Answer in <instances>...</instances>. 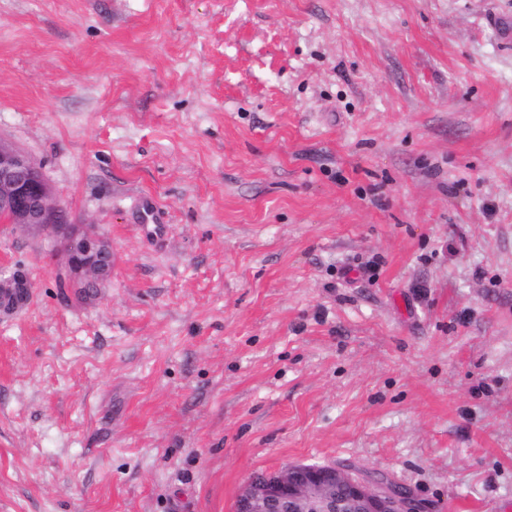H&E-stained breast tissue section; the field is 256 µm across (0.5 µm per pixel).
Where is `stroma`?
I'll use <instances>...</instances> for the list:
<instances>
[{"label":"stroma","mask_w":512,"mask_h":512,"mask_svg":"<svg viewBox=\"0 0 512 512\" xmlns=\"http://www.w3.org/2000/svg\"><path fill=\"white\" fill-rule=\"evenodd\" d=\"M0 141L116 256L79 302L0 224V512H512V0H0ZM26 288L25 294L19 293V298L10 308H5L0 304V315L7 316L15 313L20 307H23L31 297L32 283L28 274L21 268L1 269L0 272V296L7 290H22ZM236 512H422V506L411 491L385 479L365 480L332 465L288 463L250 480Z\"/></svg>","instance_id":"1"}]
</instances>
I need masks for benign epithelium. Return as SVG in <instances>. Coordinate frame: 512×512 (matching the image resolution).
I'll use <instances>...</instances> for the list:
<instances>
[{
	"label": "benign epithelium",
	"instance_id": "benign-epithelium-1",
	"mask_svg": "<svg viewBox=\"0 0 512 512\" xmlns=\"http://www.w3.org/2000/svg\"><path fill=\"white\" fill-rule=\"evenodd\" d=\"M0 222L49 232L65 278L79 281L84 298L96 295L112 268V245L91 225L67 223L40 167L23 152L0 143ZM28 289L0 315L15 313L31 297L20 267L0 271V293ZM236 512H422L415 495L388 480H365L332 465L288 463L261 474L242 489Z\"/></svg>",
	"mask_w": 512,
	"mask_h": 512
}]
</instances>
